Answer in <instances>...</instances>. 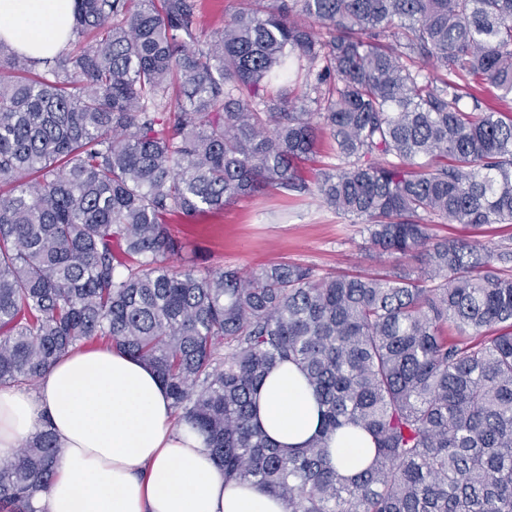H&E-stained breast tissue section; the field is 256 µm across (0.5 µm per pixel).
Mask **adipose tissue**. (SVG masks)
Listing matches in <instances>:
<instances>
[{
	"mask_svg": "<svg viewBox=\"0 0 512 512\" xmlns=\"http://www.w3.org/2000/svg\"><path fill=\"white\" fill-rule=\"evenodd\" d=\"M74 0H0V38L31 58L54 55L72 24ZM255 422L284 452L307 445L321 423L304 374L291 363L258 386ZM64 450L37 512H286L277 496L228 481L204 438L176 422L154 370L116 350H78L36 382L0 387V456L42 423ZM329 459L346 476L365 469L375 443L351 427L329 440Z\"/></svg>",
	"mask_w": 512,
	"mask_h": 512,
	"instance_id": "adipose-tissue-1",
	"label": "adipose tissue"
}]
</instances>
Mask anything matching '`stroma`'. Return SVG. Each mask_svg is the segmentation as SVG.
Returning <instances> with one entry per match:
<instances>
[{
	"instance_id": "stroma-1",
	"label": "stroma",
	"mask_w": 512,
	"mask_h": 512,
	"mask_svg": "<svg viewBox=\"0 0 512 512\" xmlns=\"http://www.w3.org/2000/svg\"><path fill=\"white\" fill-rule=\"evenodd\" d=\"M187 234V256L197 269L223 265L258 270L292 260L323 273L392 267L367 252L363 225L338 217L309 196L270 194L246 197L224 212L177 222Z\"/></svg>"
}]
</instances>
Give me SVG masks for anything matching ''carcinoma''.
Masks as SVG:
<instances>
[{"label": "carcinoma", "instance_id": "1", "mask_svg": "<svg viewBox=\"0 0 512 512\" xmlns=\"http://www.w3.org/2000/svg\"><path fill=\"white\" fill-rule=\"evenodd\" d=\"M238 2L206 40L198 0H74L42 61L0 40V386L96 340L287 512H512V249L429 233L512 224V113L479 97L512 101V0ZM260 192L361 220L393 270L174 266V218ZM285 362L321 408L288 456L252 413ZM344 427L376 445L351 478ZM62 455L45 422L0 458V512ZM328 446L329 459L333 467L349 477L365 469L375 454L372 437L360 429L351 427L334 433Z\"/></svg>", "mask_w": 512, "mask_h": 512}]
</instances>
